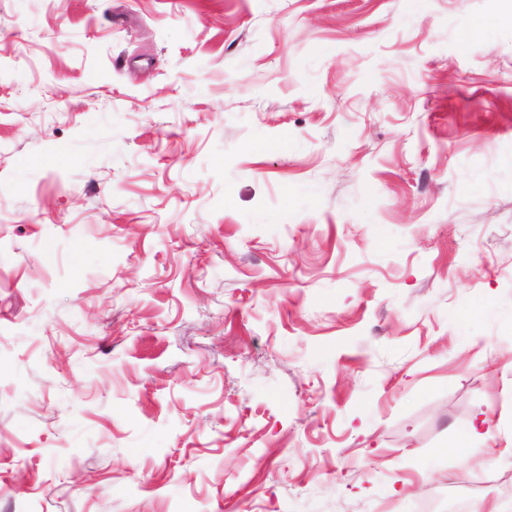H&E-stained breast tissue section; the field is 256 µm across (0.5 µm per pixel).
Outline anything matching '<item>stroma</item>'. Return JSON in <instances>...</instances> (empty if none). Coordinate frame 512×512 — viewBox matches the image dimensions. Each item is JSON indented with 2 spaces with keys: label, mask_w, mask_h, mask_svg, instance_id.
<instances>
[{
  "label": "stroma",
  "mask_w": 512,
  "mask_h": 512,
  "mask_svg": "<svg viewBox=\"0 0 512 512\" xmlns=\"http://www.w3.org/2000/svg\"><path fill=\"white\" fill-rule=\"evenodd\" d=\"M509 10L0 0V512H501ZM480 483H468L448 486L442 493H434L428 496L425 502L428 508L422 511L428 512H470L475 498L482 491Z\"/></svg>",
  "instance_id": "obj_1"
}]
</instances>
